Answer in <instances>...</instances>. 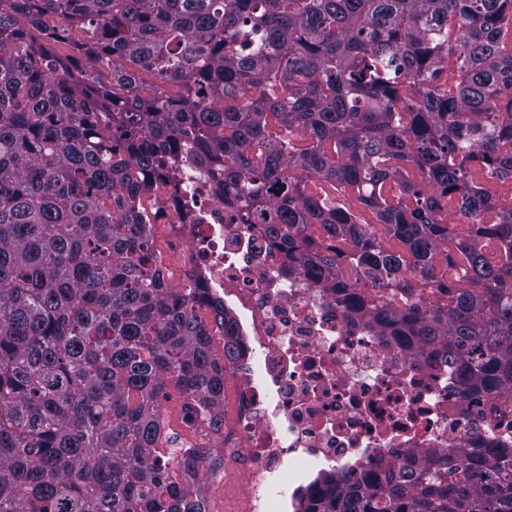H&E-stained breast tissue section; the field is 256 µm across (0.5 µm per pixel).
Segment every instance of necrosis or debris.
Returning <instances> with one entry per match:
<instances>
[{"instance_id":"1","label":"necrosis or debris","mask_w":512,"mask_h":512,"mask_svg":"<svg viewBox=\"0 0 512 512\" xmlns=\"http://www.w3.org/2000/svg\"><path fill=\"white\" fill-rule=\"evenodd\" d=\"M204 171L184 167L174 194L152 198L193 280L233 317L240 356L233 419L214 441L205 512H298L328 472L354 482L451 448L512 452V395L462 392L457 374L396 337L378 335L288 259L261 225L225 207Z\"/></svg>"}]
</instances>
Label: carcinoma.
Here are the masks:
<instances>
[{
  "mask_svg": "<svg viewBox=\"0 0 512 512\" xmlns=\"http://www.w3.org/2000/svg\"><path fill=\"white\" fill-rule=\"evenodd\" d=\"M508 33L512 0H0V512H204L218 457L168 451L159 408L219 432L224 366L147 208L187 162L379 332L512 392ZM483 453L304 512H512Z\"/></svg>",
  "mask_w": 512,
  "mask_h": 512,
  "instance_id": "carcinoma-1",
  "label": "carcinoma"
}]
</instances>
